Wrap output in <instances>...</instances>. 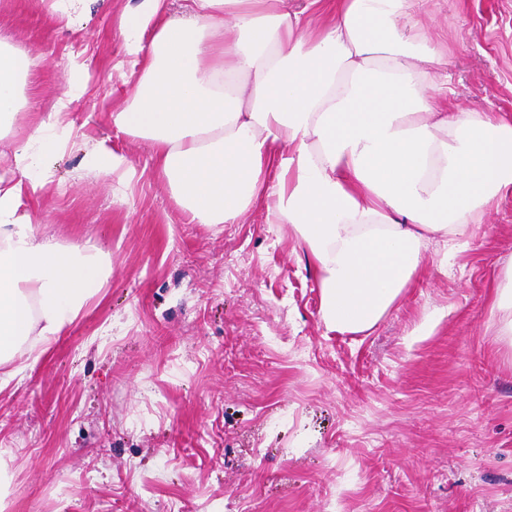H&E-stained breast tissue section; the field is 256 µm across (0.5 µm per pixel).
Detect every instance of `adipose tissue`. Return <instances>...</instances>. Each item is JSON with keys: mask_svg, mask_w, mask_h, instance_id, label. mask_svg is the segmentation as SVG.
<instances>
[{"mask_svg": "<svg viewBox=\"0 0 512 512\" xmlns=\"http://www.w3.org/2000/svg\"><path fill=\"white\" fill-rule=\"evenodd\" d=\"M424 2L185 0L172 20L169 0H143L119 18L134 83L113 125L152 143L189 223L234 224L262 202L268 223L291 225L313 258L321 318L340 333L373 330L422 273L432 237L467 245L512 192V117L455 111L442 88L420 94L449 65L414 32ZM28 68L0 50L1 124L20 115ZM69 104L60 97L0 175V389L10 363L38 360L112 273L98 247L42 240L34 226V147L66 146ZM491 314L512 351V262Z\"/></svg>", "mask_w": 512, "mask_h": 512, "instance_id": "ef3b65f1", "label": "adipose tissue"}]
</instances>
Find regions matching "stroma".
Wrapping results in <instances>:
<instances>
[{
    "instance_id": "35a3bbf8",
    "label": "stroma",
    "mask_w": 512,
    "mask_h": 512,
    "mask_svg": "<svg viewBox=\"0 0 512 512\" xmlns=\"http://www.w3.org/2000/svg\"><path fill=\"white\" fill-rule=\"evenodd\" d=\"M141 3L82 0L65 25L0 0V43L33 61L23 111L45 119L76 94L78 137L40 152L34 224L112 260L0 391V512H512V352L490 322L512 193L467 247L435 239L372 331L328 330L290 225L261 203L235 224L186 223L150 142L113 127L131 91L117 22ZM417 29L450 56L457 111L512 115V0H426ZM100 142L127 168L92 167Z\"/></svg>"
}]
</instances>
